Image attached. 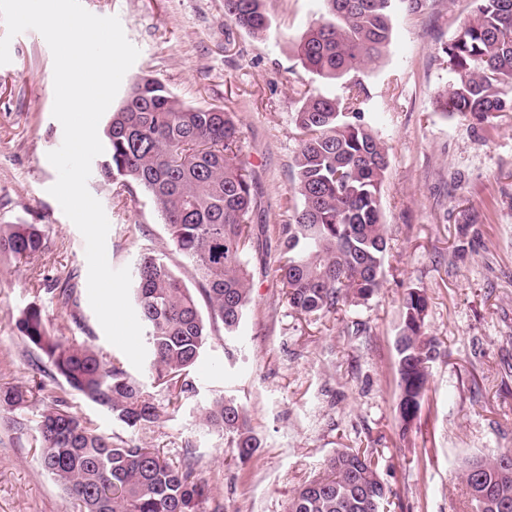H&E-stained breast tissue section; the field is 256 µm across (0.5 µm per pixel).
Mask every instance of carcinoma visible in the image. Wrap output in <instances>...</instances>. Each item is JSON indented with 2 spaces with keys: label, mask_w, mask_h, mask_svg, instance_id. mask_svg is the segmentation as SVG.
Here are the masks:
<instances>
[{
  "label": "carcinoma",
  "mask_w": 512,
  "mask_h": 512,
  "mask_svg": "<svg viewBox=\"0 0 512 512\" xmlns=\"http://www.w3.org/2000/svg\"><path fill=\"white\" fill-rule=\"evenodd\" d=\"M326 14L297 45L302 67L336 80L378 60L390 43L398 0H325ZM471 18L442 47L449 83L439 95L443 112L482 119L512 112V0H473ZM224 14L261 37L271 24L264 0H224ZM364 90L343 98L312 93L293 122L300 135L294 157L290 222L275 227L279 253L260 250L267 225L248 223L254 197L241 157L238 127L218 106L180 101L158 79L131 80L125 100L102 129L101 176L144 191L165 224L176 251L194 270V283L178 276L165 258L144 248L132 281L133 304L145 330L155 387L186 396L195 391L191 371L214 332L237 335L251 303L252 258L273 268L288 306L320 318L369 300L381 287L387 252L380 192L388 151L361 105ZM46 250L38 224L0 225V259L26 263ZM70 277L54 280L64 306L73 298ZM207 311H202V308ZM427 301L410 290L395 337L397 413L402 434L417 421L428 389L430 364L439 356L426 334ZM23 342L38 351L66 391L97 404L131 430L159 421L156 394L88 341L64 342L31 306L18 320ZM29 389L0 392V410L15 411ZM36 421L41 465L80 502L81 512H198L207 497L196 478L192 452L174 466L133 439L110 437L50 393ZM203 424L224 435L227 447L247 462L260 448L244 408L221 396L203 412ZM472 512H512V451L468 458L461 470ZM392 491L373 453L341 448L321 471L297 487L288 512H392Z\"/></svg>",
  "instance_id": "carcinoma-1"
}]
</instances>
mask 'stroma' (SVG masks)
I'll return each instance as SVG.
<instances>
[{"label": "stroma", "instance_id": "obj_1", "mask_svg": "<svg viewBox=\"0 0 512 512\" xmlns=\"http://www.w3.org/2000/svg\"><path fill=\"white\" fill-rule=\"evenodd\" d=\"M97 16L118 17L140 56L127 78L159 79L182 102L233 113L253 177L250 221L285 224L293 206L292 115L305 96H344L360 83L365 119L389 151L381 189L390 251L382 285L368 301L313 320L291 309L273 274L255 271L252 304L236 342L212 337L192 376L194 393L165 394L155 426L132 431L99 406L70 402L103 433L159 449L172 464L193 451L209 491L200 512H287L293 491L337 449L369 448L380 459L394 512H470L459 466L465 457L512 449V112L479 122L446 114L441 48L471 14V0H428L399 8L391 40L374 63L327 81L306 71L295 46L325 13L324 0H264L271 21L256 38L224 15V0H81ZM0 65V224H41L48 248L22 267L0 263V389L48 380L41 354L25 345L21 313L41 308L50 330L118 355L93 312L85 240L48 189L57 172L47 154L63 141L53 117V56L29 30ZM110 222L109 264L133 267L142 248L166 255L190 278L142 191L87 182ZM70 276L75 301L61 307L51 288ZM424 291L427 333L440 344L418 420L401 434L395 411V336L403 298ZM218 394L244 407L261 446L240 463L203 408ZM0 411V512H78L40 466L32 434L15 433Z\"/></svg>", "mask_w": 512, "mask_h": 512}]
</instances>
